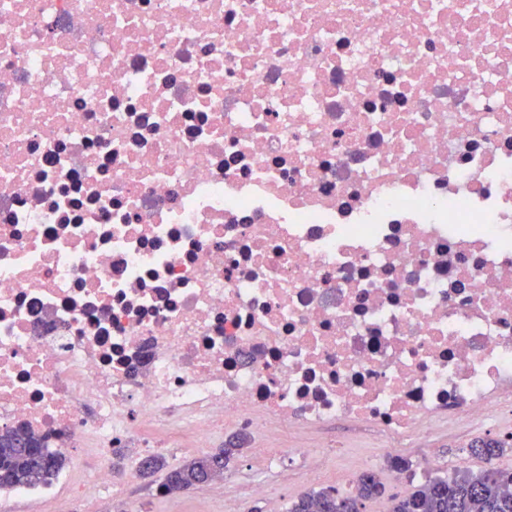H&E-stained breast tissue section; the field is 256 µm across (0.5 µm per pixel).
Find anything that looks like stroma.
<instances>
[{"label": "stroma", "instance_id": "stroma-1", "mask_svg": "<svg viewBox=\"0 0 512 512\" xmlns=\"http://www.w3.org/2000/svg\"><path fill=\"white\" fill-rule=\"evenodd\" d=\"M512 433V417L504 418L501 424L485 429L473 428L432 436H418L402 448L398 456L406 460L411 468L430 466L431 476H447L460 470L473 473L494 465L500 469H512V452L504 451L493 462L471 453L470 446L482 438L500 439ZM330 445L321 451L322 465L315 479L307 480L301 475L302 465L298 460L288 459L281 464L256 457L254 447L257 434H250L248 442L229 463L224 472V485L214 488L207 483L192 490L158 496L155 489L161 476L142 479L130 477L127 463L113 467L112 476L120 488L116 496L87 497L75 491H67L64 501L56 503L57 512H196L199 502L209 504L210 512H265L264 499L247 495L249 487L260 485L274 493L282 507L292 503L304 493L312 490L336 489L345 493L352 491L354 482L363 471H375L385 484L387 495H403L412 488L411 483L393 481L390 458L377 448L371 435L350 437L343 426H336L328 433Z\"/></svg>", "mask_w": 512, "mask_h": 512}]
</instances>
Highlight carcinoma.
Segmentation results:
<instances>
[{
    "label": "carcinoma",
    "mask_w": 512,
    "mask_h": 512,
    "mask_svg": "<svg viewBox=\"0 0 512 512\" xmlns=\"http://www.w3.org/2000/svg\"><path fill=\"white\" fill-rule=\"evenodd\" d=\"M245 436H236L231 446L214 454L195 458L164 475L165 493L180 492L204 481L224 475V468L239 453ZM490 462L503 452L500 442L490 439L473 448ZM64 456L50 453L40 439L20 430L0 431V470L10 476L7 484L24 486L45 481L62 469ZM512 470L490 467L478 473L460 471L447 478H428L404 496L390 497V512H512ZM385 493V486L373 471L361 473L355 491L339 493L334 489L303 494L288 512H363L365 502Z\"/></svg>",
    "instance_id": "1"
}]
</instances>
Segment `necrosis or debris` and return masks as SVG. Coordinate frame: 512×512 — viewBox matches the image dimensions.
Listing matches in <instances>:
<instances>
[{
	"instance_id": "4bbe7bcc",
	"label": "necrosis or debris",
	"mask_w": 512,
	"mask_h": 512,
	"mask_svg": "<svg viewBox=\"0 0 512 512\" xmlns=\"http://www.w3.org/2000/svg\"><path fill=\"white\" fill-rule=\"evenodd\" d=\"M502 405L512 0H0V430L98 496L228 425Z\"/></svg>"
}]
</instances>
